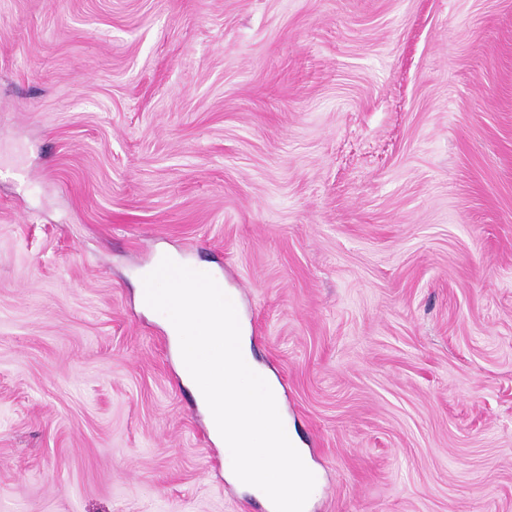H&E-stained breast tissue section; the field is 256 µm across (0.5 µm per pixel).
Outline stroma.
<instances>
[{"instance_id": "35a3bbf8", "label": "stroma", "mask_w": 512, "mask_h": 512, "mask_svg": "<svg viewBox=\"0 0 512 512\" xmlns=\"http://www.w3.org/2000/svg\"><path fill=\"white\" fill-rule=\"evenodd\" d=\"M221 276L306 512H512V0H0V512H269L138 278Z\"/></svg>"}]
</instances>
